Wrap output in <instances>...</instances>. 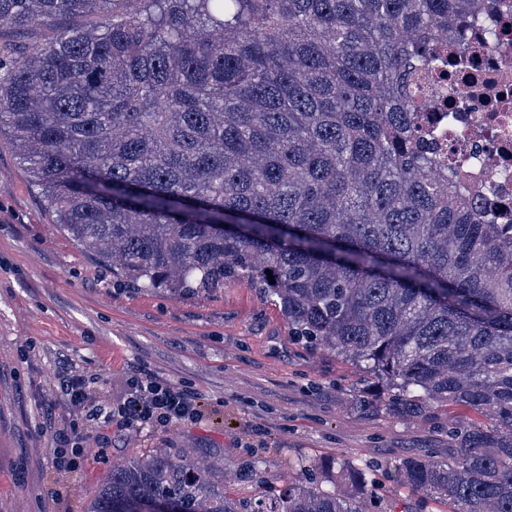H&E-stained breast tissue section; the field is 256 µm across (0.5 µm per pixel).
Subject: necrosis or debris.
Returning a JSON list of instances; mask_svg holds the SVG:
<instances>
[{
	"label": "necrosis or debris",
	"instance_id": "obj_1",
	"mask_svg": "<svg viewBox=\"0 0 512 512\" xmlns=\"http://www.w3.org/2000/svg\"><path fill=\"white\" fill-rule=\"evenodd\" d=\"M495 32L489 41L487 32ZM447 78L426 76L420 90L444 104L432 113L434 137L461 166L470 189L483 194L487 217L512 223V4L482 14L459 29Z\"/></svg>",
	"mask_w": 512,
	"mask_h": 512
}]
</instances>
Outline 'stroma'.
Wrapping results in <instances>:
<instances>
[{
	"mask_svg": "<svg viewBox=\"0 0 512 512\" xmlns=\"http://www.w3.org/2000/svg\"><path fill=\"white\" fill-rule=\"evenodd\" d=\"M198 392L202 416L135 433L104 423L132 374ZM81 379L75 408L61 389ZM476 411H391L377 384L336 355L295 343L258 289L139 292L59 232L9 143L0 144V512H84L113 464L160 449L233 464L258 457L280 486L302 461L343 458L377 480L379 512H439L395 470L403 459L448 458V424ZM85 453L52 464L58 432Z\"/></svg>",
	"mask_w": 512,
	"mask_h": 512,
	"instance_id": "1",
	"label": "stroma"
}]
</instances>
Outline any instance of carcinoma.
<instances>
[{"mask_svg": "<svg viewBox=\"0 0 512 512\" xmlns=\"http://www.w3.org/2000/svg\"><path fill=\"white\" fill-rule=\"evenodd\" d=\"M498 7L0 0V141L53 223L135 289L244 280L388 406L487 417L448 427V460L396 471L449 512H512V224L459 196L417 94L448 73V23ZM326 469L243 498L213 481L235 466L159 450L112 466L87 512H362L341 485L363 494L368 474L338 458L325 488Z\"/></svg>", "mask_w": 512, "mask_h": 512, "instance_id": "carcinoma-1", "label": "carcinoma"}]
</instances>
